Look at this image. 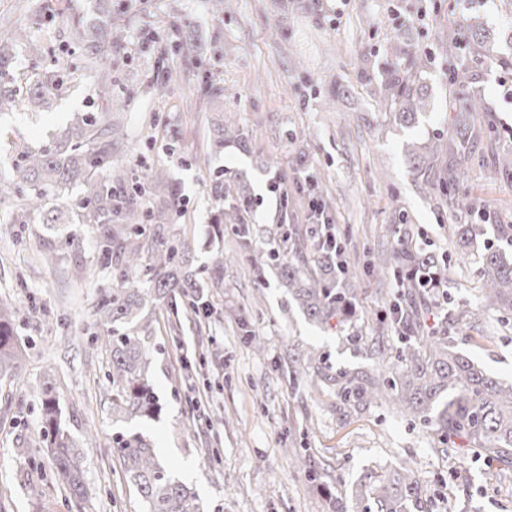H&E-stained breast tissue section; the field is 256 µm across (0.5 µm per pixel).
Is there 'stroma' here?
<instances>
[{
	"label": "stroma",
	"mask_w": 512,
	"mask_h": 512,
	"mask_svg": "<svg viewBox=\"0 0 512 512\" xmlns=\"http://www.w3.org/2000/svg\"><path fill=\"white\" fill-rule=\"evenodd\" d=\"M112 0V95L124 100L129 137L117 162L143 173L161 165L179 184L184 204L180 233L194 251V267L224 265L221 287L207 289L209 313L183 316L168 329V310L156 312L154 341L162 347L150 379L164 410L133 426L153 440L161 461L196 492L207 512H323L327 496L355 512L351 489L369 470L407 460L428 489L422 512H512V468L488 462L465 441L447 438L433 423L395 414L386 404H344L336 387L315 389L308 376L291 375L293 352L328 354L334 369L379 374L375 358L356 349L350 334L373 344L397 279L379 282L366 272L371 255L392 253L397 211L416 229V247L453 264L448 298L439 310L466 309L468 327L452 335L455 346L494 377L512 381V320L483 304L478 263L456 264L454 227L473 215L423 194L410 172L404 146L444 133L453 117L448 77L459 60L441 45L440 33L458 31V12L479 16L496 53L512 52V0H302L282 16L280 0H224L213 14L208 0ZM46 19L32 16L29 0H0V32L28 26L54 54L77 59L74 21L95 13L97 0H42ZM192 22L194 54L178 51L182 18ZM413 41L428 58L432 107L404 127L387 118L383 104L360 78L375 68L397 38ZM473 90L485 110L477 119L492 129L478 148L512 149V72L468 62ZM171 83L164 97L153 85ZM345 93L333 97L334 84ZM96 73L80 71L54 107L0 114V179L13 175L20 145L37 146L76 114L98 112L103 102ZM234 120L249 148L210 147L214 119ZM251 185L256 204L245 215L251 248L240 249L234 228L211 240L219 203L212 191L218 170ZM458 186L495 223L512 224V178L492 176L474 159L456 162ZM319 177L333 201L334 231L352 247L361 295L353 326L319 328L295 310L272 273H259L256 249L278 242L292 228L311 225L306 174ZM279 178L287 200L269 193ZM82 239L81 247L69 244ZM85 225L62 224L54 236L39 225L11 221L0 203V293L11 294L17 325L31 347L19 379L0 382V512H68L65 491L43 460V494L25 487L29 467L16 450L40 433L37 393L52 378L65 423L83 459L86 498L81 512H142L140 498L112 455V435L125 428L112 416L106 377V327L93 302L115 286L111 270L97 266ZM55 248V266L39 254ZM88 270L73 282L74 263ZM262 351H255L253 342ZM304 454L323 474L312 486L294 466Z\"/></svg>",
	"instance_id": "35a3bbf8"
}]
</instances>
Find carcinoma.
<instances>
[{
	"label": "carcinoma",
	"mask_w": 512,
	"mask_h": 512,
	"mask_svg": "<svg viewBox=\"0 0 512 512\" xmlns=\"http://www.w3.org/2000/svg\"><path fill=\"white\" fill-rule=\"evenodd\" d=\"M102 13L91 21L75 22L72 33L83 50L81 69L95 71L112 56V0H102ZM443 43L461 50L469 58L503 71H512V54L490 52L489 36L480 19L472 22L470 35L450 34ZM24 44L29 53L40 57L46 46L29 39L26 28H13L0 38V112L11 111L22 102L30 112L51 107L53 98L64 89L73 63L55 57L52 68L36 71L27 79V91L20 95L11 72L15 47ZM390 58L372 74H364L384 102L388 117L398 125H412L429 108L427 84L422 73L426 59L401 39L388 50ZM109 75L102 76L98 93L104 111L76 116L70 126L46 145L25 146L15 165L13 177L0 181V201L12 204V223L42 224L47 232L59 224L95 226L94 246L104 269L119 272L120 286L102 288L93 304L100 321L110 326L111 366L107 377L112 383V413L126 420L152 419L162 412L160 397L149 379L150 358L156 345L152 320L142 316L149 301L161 306L180 297L191 310L199 308L202 278L191 269L190 246L176 233L175 217L181 199L176 185L162 168L146 177L129 176L112 167V154L125 140L123 128L112 121V108L126 102L112 99ZM450 100L464 104L448 128L425 142H410L405 153L411 172L421 179L430 195L447 197L455 210L473 208L472 201L460 194L451 163L465 154L474 135L473 119L483 111L482 100L469 92L466 76L453 71L449 79ZM212 142L219 149L224 143L246 146L236 125L218 123ZM448 157V176H435L440 159ZM82 187L74 205L61 202L70 186ZM215 197L222 206L215 216L213 232L224 236V226L237 228L244 245H250L248 229L240 223V212L251 204L246 183L236 194L226 197L224 183L215 179ZM484 235L482 224H459L455 228L458 260L467 261L474 243ZM316 239L317 257L304 253L306 237ZM401 248L394 255L381 253L370 260L368 273L377 280L394 274L407 293L392 302V313L380 319L379 333L402 332L403 347L398 359L389 361L376 350L377 364L389 374L384 380L366 373L341 371L329 380L341 384L345 401L369 404L385 400L397 412L411 418L427 419L437 414L448 438L464 440L486 458L512 467V382L490 376L482 367L457 351L447 334L462 322L458 317L445 321L434 333L425 332L430 312L429 298L448 286V262L413 247L414 234L401 228ZM497 242H488L478 268L480 290L485 306L504 318L512 319V224L496 225ZM255 263L261 269L278 272L288 297L312 323L328 326L343 324L354 314L359 289L353 285V271L341 259V250L326 242L319 225L274 251H262ZM23 359L22 338L18 335L16 313L6 300H0V380L15 379ZM328 357L310 351L291 360L292 373L307 368L327 369ZM41 430L38 446L25 448L32 457L44 454L53 473L65 489V498L81 507L85 497L84 468L76 443L64 428L57 390L52 381L43 382L38 396ZM112 454L119 460L127 482L141 497L144 512H203L196 493L173 475L157 457L153 443L135 429L112 435ZM425 496V489L408 465L369 473L360 479L354 499L361 512H411Z\"/></svg>",
	"instance_id": "1"
}]
</instances>
